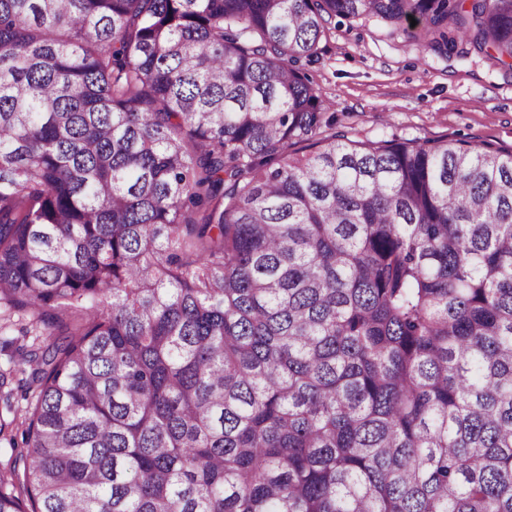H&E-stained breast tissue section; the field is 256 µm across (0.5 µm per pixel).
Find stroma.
Wrapping results in <instances>:
<instances>
[{
	"label": "stroma",
	"instance_id": "stroma-1",
	"mask_svg": "<svg viewBox=\"0 0 512 512\" xmlns=\"http://www.w3.org/2000/svg\"><path fill=\"white\" fill-rule=\"evenodd\" d=\"M299 68L334 118V131L349 139L448 138L512 151V71L470 44L445 58L424 52L402 28L371 17L338 18L318 55L301 59ZM49 341L44 328L15 315L0 325V371L15 389L12 405L0 402V467L10 462V443L21 440L29 409L18 389L22 351Z\"/></svg>",
	"mask_w": 512,
	"mask_h": 512
}]
</instances>
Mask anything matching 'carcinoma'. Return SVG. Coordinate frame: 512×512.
<instances>
[{"label":"carcinoma","instance_id":"obj_1","mask_svg":"<svg viewBox=\"0 0 512 512\" xmlns=\"http://www.w3.org/2000/svg\"><path fill=\"white\" fill-rule=\"evenodd\" d=\"M359 16L512 69V0H0V512H512V153L320 135ZM2 320H0V371L8 375L10 384L4 390L14 389V398L12 407L8 409L0 400V467H6L11 461L12 456L17 452L24 450L22 444V430L25 428V419L29 409V402L34 400L32 392L24 399L21 388H18L19 380L28 378L30 372L29 366L22 364V350L29 349L32 344L43 346L50 342L47 331L42 327H32L28 321L19 320L17 314L10 318V322L3 320V308L1 309ZM0 313V316H1ZM6 323V324H5ZM2 326V328H1ZM28 331L26 336L23 334ZM22 331L24 333H22ZM8 341V344H5ZM25 369V373L21 370ZM10 372V375L8 374ZM14 438L17 450L13 451L9 441Z\"/></svg>","mask_w":512,"mask_h":512}]
</instances>
